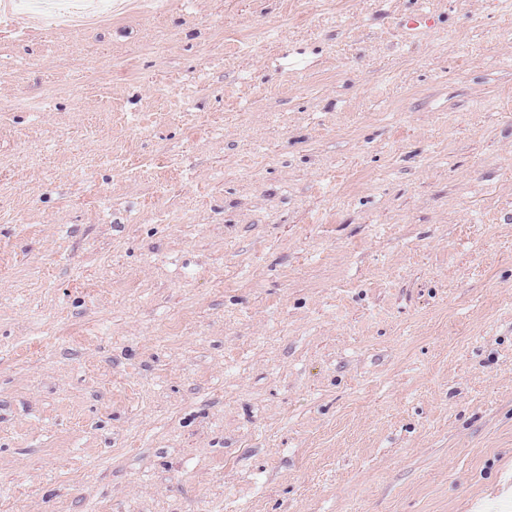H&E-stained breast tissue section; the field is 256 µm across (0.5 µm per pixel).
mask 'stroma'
Instances as JSON below:
<instances>
[{"instance_id": "stroma-1", "label": "stroma", "mask_w": 512, "mask_h": 512, "mask_svg": "<svg viewBox=\"0 0 512 512\" xmlns=\"http://www.w3.org/2000/svg\"><path fill=\"white\" fill-rule=\"evenodd\" d=\"M24 95L0 512H512L502 0H143Z\"/></svg>"}]
</instances>
